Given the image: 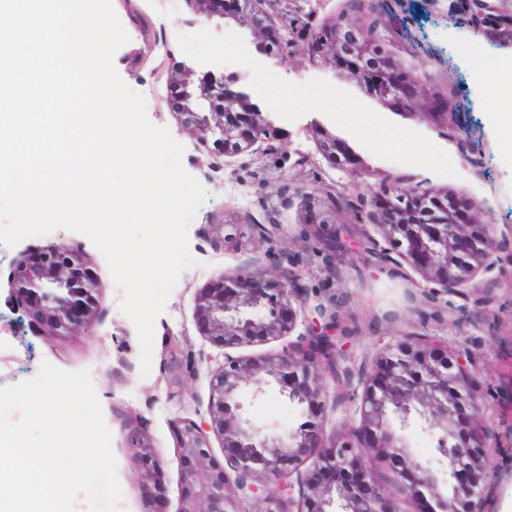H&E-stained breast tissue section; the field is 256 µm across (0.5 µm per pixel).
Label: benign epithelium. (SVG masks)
Here are the masks:
<instances>
[{"mask_svg": "<svg viewBox=\"0 0 512 512\" xmlns=\"http://www.w3.org/2000/svg\"><path fill=\"white\" fill-rule=\"evenodd\" d=\"M197 22L215 17L231 18L255 32H269L266 18L253 8L256 0H236L232 11L224 0H194ZM368 22L347 29L338 21L310 35L312 51L331 65L348 58L357 81L367 92L380 94L395 106H404L412 87L396 75L393 64L381 59L375 38L377 0H358ZM466 20L481 33L487 19L503 22L512 41V0H466ZM231 79L208 70L195 77L193 69L173 64L170 74L174 111L185 116L187 126L201 136L213 135L219 148L237 151L278 135V129L253 110L239 91L228 95ZM324 152L341 154L336 165L352 177L348 190L361 193V159L327 135ZM392 207L387 224L398 257L375 243L357 247L379 264H407L421 281L423 291L441 288L462 290L480 273L490 274L499 254L512 242V226L497 229L494 215L486 213L483 231L472 234L449 209L448 195L405 178L384 181L371 192L370 218L380 202ZM302 267L280 266L271 274L262 267H242L198 291L196 308L200 328L214 345L279 340L295 329L299 309L307 304L300 290ZM18 309L30 317L29 325L54 336L89 331L100 304V287L83 252L59 244L25 256L14 268ZM342 346L336 320L309 321L305 333L281 351L253 360L224 354V364L210 380L208 419L178 426L179 457L184 494L179 512H231L233 488L246 479L251 492L262 494L274 481L281 489L288 512H332L336 501L341 512H402L397 498L418 500L424 512H479L490 475L491 436L475 428L481 409V380L468 358L448 354L437 339L422 335L386 344L370 368L358 377L360 423L327 435L319 418L327 402L338 403L355 392L352 373L341 366ZM279 386L281 393L301 407L304 421L293 431L270 432L257 427L245 414L242 388L252 396ZM425 418L446 448V469L413 460L403 436L390 415L406 422L411 412ZM221 437L224 464L212 461L208 434ZM133 459L145 476L154 480L153 512L162 508L160 482L164 461L149 444L131 441ZM391 464L398 480L389 488L376 482L370 453ZM309 462L301 468L303 462Z\"/></svg>", "mask_w": 512, "mask_h": 512, "instance_id": "7a95c632", "label": "benign epithelium"}]
</instances>
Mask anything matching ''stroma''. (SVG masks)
I'll use <instances>...</instances> for the list:
<instances>
[{
    "label": "stroma",
    "instance_id": "1",
    "mask_svg": "<svg viewBox=\"0 0 512 512\" xmlns=\"http://www.w3.org/2000/svg\"><path fill=\"white\" fill-rule=\"evenodd\" d=\"M130 36L114 57L115 67L146 99L150 121L168 127L182 143L184 168L208 197L188 228L196 259L171 293L155 323L152 371L139 374V342L132 322L120 312L122 291L102 254L83 235L58 230L13 247L0 245V387L33 378L49 361L65 371L90 370L123 491L120 512H152L153 484L131 460L132 437L150 442L162 455L165 508L178 512L182 483L175 425L207 413L210 379L225 355L262 358L281 342L241 344L223 350L199 330L196 296L224 273L243 265L268 269L285 256L304 261L310 305L335 312L348 330L342 341L344 366L365 371L384 344L430 334L449 352L470 354L485 388L479 425L494 439L493 468L483 512H501L512 499V252L503 251L494 276L478 275L473 287L491 290L490 308L476 307L454 292L428 294L415 288L412 269L367 263L357 274L351 256L329 248L332 239L354 235L389 246L383 224L356 223L360 200L349 198V177L321 152V129L346 141L380 175L414 176L424 186L465 199L470 224L492 211L497 224L512 225V158L502 143L512 125L492 121L497 110L512 113V97L489 92L474 79V59L512 58V44L492 41L462 23L460 0H395L391 13H378V35L397 72L420 79L438 96L474 147L464 162L441 121L410 120L363 90L355 78L327 63L310 61L308 35L336 20H356L353 0H273L272 25L293 31L287 62L278 63L261 36L232 19L202 26L189 0H112ZM182 62L197 72L224 70L237 90L283 131L272 143L244 151H222L192 135L170 102L168 72ZM430 162H423V155ZM274 224L279 233L264 244L242 240L224 246L237 225ZM78 247L102 288L90 334L65 338L18 325L10 298L12 270L22 256L51 244ZM260 427L288 431L301 421L299 406L272 386L249 408Z\"/></svg>",
    "mask_w": 512,
    "mask_h": 512
}]
</instances>
